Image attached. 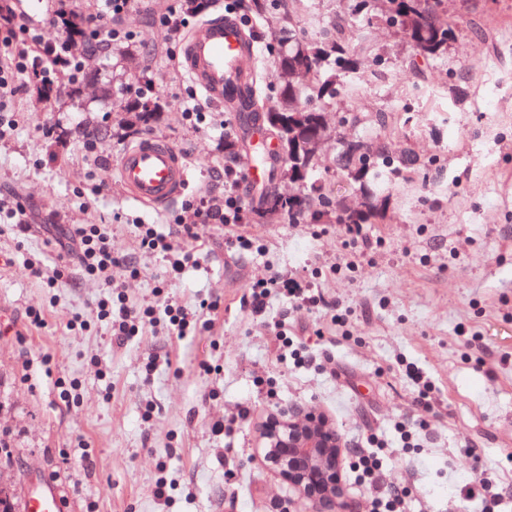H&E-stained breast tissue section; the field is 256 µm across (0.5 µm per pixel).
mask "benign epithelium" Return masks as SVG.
Here are the masks:
<instances>
[{"instance_id":"obj_1","label":"benign epithelium","mask_w":512,"mask_h":512,"mask_svg":"<svg viewBox=\"0 0 512 512\" xmlns=\"http://www.w3.org/2000/svg\"><path fill=\"white\" fill-rule=\"evenodd\" d=\"M259 444L271 467L288 481L311 512H348L341 435L317 408H282L267 416Z\"/></svg>"}]
</instances>
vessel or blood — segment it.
I'll use <instances>...</instances> for the list:
<instances>
[{"label":"vessel or blood","mask_w":512,"mask_h":512,"mask_svg":"<svg viewBox=\"0 0 512 512\" xmlns=\"http://www.w3.org/2000/svg\"><path fill=\"white\" fill-rule=\"evenodd\" d=\"M254 54L237 19L230 16L200 21L186 37L180 65L209 101L226 104L244 81L245 64ZM116 176L130 197L144 206L172 205L189 183V167L180 151L147 137L125 148L115 165ZM53 489L27 494L25 512H61Z\"/></svg>","instance_id":"vessel-or-blood-1"}]
</instances>
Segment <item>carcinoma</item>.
I'll return each instance as SVG.
<instances>
[{"label": "carcinoma", "instance_id": "cac0c4a2", "mask_svg": "<svg viewBox=\"0 0 512 512\" xmlns=\"http://www.w3.org/2000/svg\"><path fill=\"white\" fill-rule=\"evenodd\" d=\"M268 2L239 0L238 7L260 23L274 26L275 44L271 51L276 55L283 80L276 96L270 97L265 92L262 72H257L254 88L233 106L247 116L241 134L224 141L225 156L235 159L246 150L255 152L249 138L250 127L270 113L274 123L268 128L284 142L286 157L268 152L256 155L261 164L270 167L263 194L272 192L273 184L283 173L295 168L301 170L303 194L283 198L279 208L283 219L290 224L307 220L325 224H373L385 218L392 197L372 188L379 170L390 168L411 180L426 169H437V158L423 161L411 152L395 153L387 135L393 124L391 113L382 110L364 113L351 106L361 93L353 80L361 64L369 58L376 67L385 70L383 53L373 49L368 31L376 22L392 28L413 51L406 73L418 77L416 60L444 59L449 47L448 33L457 32V23L443 18V0H343L340 9L332 13L328 27L300 38L296 27L302 22L304 0H276L272 11ZM58 23L66 32L64 50L70 51L78 43L89 54L111 51L112 42L95 33L80 14L63 10L58 14ZM331 104L336 105L337 115L346 116L358 125H372L379 130V136L358 138L350 145V151L338 147L332 158H325L322 150L312 149L308 131L319 125L324 108ZM125 111L135 116L136 123L148 128L162 111L160 96L146 89L126 103ZM244 142L248 144L246 150L242 148ZM327 160L363 195L364 209L357 210L341 199L332 198L317 183L314 174Z\"/></svg>", "mask_w": 512, "mask_h": 512}]
</instances>
